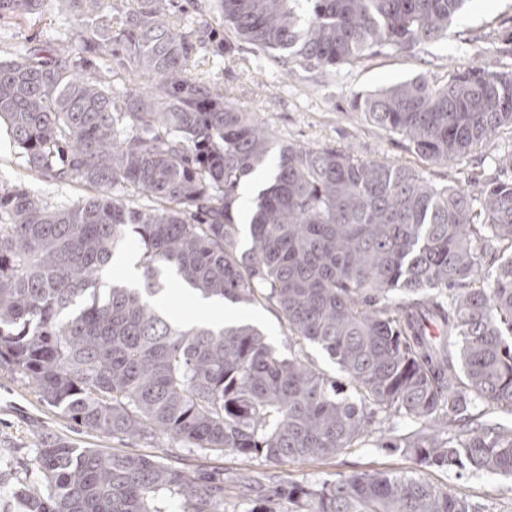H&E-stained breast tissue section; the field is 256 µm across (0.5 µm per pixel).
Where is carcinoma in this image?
I'll return each mask as SVG.
<instances>
[{
  "mask_svg": "<svg viewBox=\"0 0 512 512\" xmlns=\"http://www.w3.org/2000/svg\"><path fill=\"white\" fill-rule=\"evenodd\" d=\"M175 0H56L77 41L0 60V125L30 171L93 190L53 206L0 184V368L90 431L202 456L279 466L371 445L424 468L512 476V179L479 198L411 166L274 141L224 89L189 73L198 50L239 42L281 66H353L436 42L466 0H215V24L173 20ZM43 0H0V19ZM147 75L107 80L96 58ZM374 124L446 165L512 126V72L469 66L357 97ZM277 151L238 251L241 181ZM134 235L136 284L101 287ZM511 251L483 269L487 252ZM204 299L274 304L292 341L255 327L184 323L160 302L166 274ZM316 344L341 373L308 361ZM412 424L398 427V421ZM44 490L28 512H225L224 474L153 456L41 440ZM286 512H484L422 475L361 472L254 481Z\"/></svg>",
  "mask_w": 512,
  "mask_h": 512,
  "instance_id": "obj_1",
  "label": "carcinoma"
}]
</instances>
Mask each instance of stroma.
I'll return each mask as SVG.
<instances>
[{
    "label": "stroma",
    "instance_id": "35a3bbf8",
    "mask_svg": "<svg viewBox=\"0 0 512 512\" xmlns=\"http://www.w3.org/2000/svg\"><path fill=\"white\" fill-rule=\"evenodd\" d=\"M73 20L47 0L41 14L0 20V57L6 58L52 39H75ZM211 79L221 84L224 96L240 109L253 113L276 143L311 145L350 151L359 160H383L415 167L430 180L480 196L487 179L498 176L497 158L512 151V128H500L490 139L459 157L452 165L439 166L422 160L401 135L364 119L353 107L356 96L425 73L445 82L456 68L477 65L490 71H512V0H467L439 41L411 51L386 49L356 66L315 72L291 65L281 72L269 56L251 45L239 44L221 58L203 62ZM0 182L19 184L53 204L66 205L84 196L74 183H52L29 175L24 161L6 131L0 130ZM242 320L261 329L280 351L289 347L278 309L272 304L244 306ZM60 436L76 440L84 448L114 449L176 458L178 465L198 464L192 451L117 441L110 435L77 431L59 410L46 405L28 382L0 369V512H24L15 490H41L42 481L27 468L42 438ZM208 468L223 472L231 496L229 512H249L253 503L242 480L247 473H270L298 483L333 481L352 473L392 471L423 472L433 484L450 488L481 504L485 512H512V478L487 475L470 469L419 470L412 458L363 446L329 460L269 468L263 459L240 461L237 456H213Z\"/></svg>",
    "mask_w": 512,
    "mask_h": 512
}]
</instances>
